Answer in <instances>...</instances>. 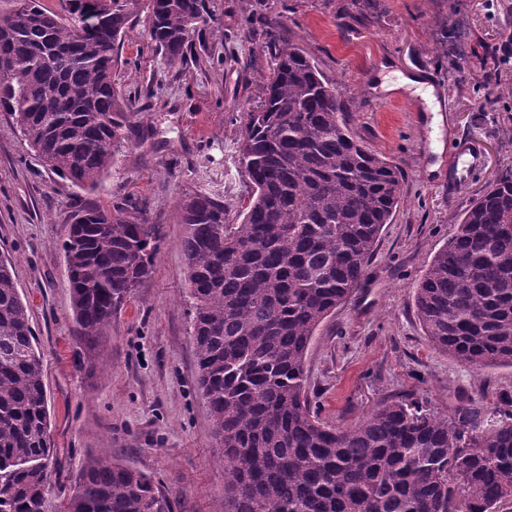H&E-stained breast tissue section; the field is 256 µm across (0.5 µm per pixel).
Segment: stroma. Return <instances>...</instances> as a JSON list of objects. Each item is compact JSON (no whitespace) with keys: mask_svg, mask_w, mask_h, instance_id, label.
Instances as JSON below:
<instances>
[{"mask_svg":"<svg viewBox=\"0 0 512 512\" xmlns=\"http://www.w3.org/2000/svg\"><path fill=\"white\" fill-rule=\"evenodd\" d=\"M212 0L220 19L180 82L142 98V124L102 184L88 192L46 172L0 112V255L9 257L37 339L65 502L86 462L109 456L147 474L172 512H224V469L198 389L190 336L180 224L174 199L201 187L237 199L247 191L240 146L247 116L269 77L270 56L253 51L249 30L279 19L354 100L351 127L367 147L403 171V197L385 225L362 282L318 327L306 355L311 410L331 425H353L381 401L405 394L438 412L474 402L494 412L512 393V368L477 369L434 349L417 316L413 288L453 234L461 213L512 171V68L496 47L512 39V0H375L365 23L351 0ZM219 43L221 61L211 58ZM119 53L141 85L159 64L144 26ZM419 75L422 92L387 91ZM475 151L471 174L456 178L449 147ZM150 207L162 226L151 276L112 317L93 355L78 341L62 245L76 199L109 208L125 195Z\"/></svg>","mask_w":512,"mask_h":512,"instance_id":"35a3bbf8","label":"stroma"}]
</instances>
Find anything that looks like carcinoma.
Returning <instances> with one entry per match:
<instances>
[{
  "label": "carcinoma",
  "mask_w": 512,
  "mask_h": 512,
  "mask_svg": "<svg viewBox=\"0 0 512 512\" xmlns=\"http://www.w3.org/2000/svg\"><path fill=\"white\" fill-rule=\"evenodd\" d=\"M0 15V112L58 178L94 190L144 118L125 95L119 47L148 25L179 81L196 40L215 30L208 0H8ZM94 13L101 30L82 40ZM274 68L247 112L237 202L183 190L175 204L192 300L197 379L224 468V512H499L512 501V412L443 414L383 402L353 426L308 405L306 353L322 321L358 287L402 197L404 176L350 128L349 102L295 41L265 22ZM241 222L236 224L231 213ZM161 241L147 203L80 207L63 243L80 343L95 350L112 314L147 279ZM431 345L479 367H512V172L464 210L415 288ZM47 391L12 263L0 259V512H54ZM62 512H172L146 474L90 459Z\"/></svg>",
  "instance_id": "obj_1"
}]
</instances>
